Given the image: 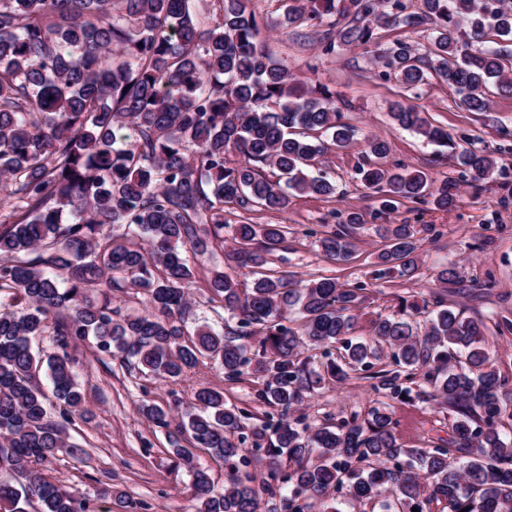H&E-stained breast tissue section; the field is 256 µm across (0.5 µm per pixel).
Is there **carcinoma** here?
<instances>
[{
  "instance_id": "obj_1",
  "label": "carcinoma",
  "mask_w": 512,
  "mask_h": 512,
  "mask_svg": "<svg viewBox=\"0 0 512 512\" xmlns=\"http://www.w3.org/2000/svg\"><path fill=\"white\" fill-rule=\"evenodd\" d=\"M250 0H0V512H79V494L46 477L58 453L83 460L66 428L84 406L75 360L77 342L128 370L176 381L208 358L237 382L259 381L256 398L269 411L245 432L252 413L202 388L195 403L171 416L155 404L142 412L168 431L175 467L192 475L196 512H343L347 500L380 512H512V379L490 362L485 325L446 303L442 294L423 333L410 318L419 306L401 300L378 317L373 335L349 337L352 311L365 285L331 276L305 284L273 267L288 243L286 224H239L227 260L249 281L216 266L206 281L230 316L218 331L188 330L195 270L189 256L224 241L230 208L281 212L290 197L336 196L315 172L319 158L353 137L325 86L304 85L260 40ZM288 23L350 17L338 32L349 44L375 43L377 30L434 25L426 58L397 42L381 59L410 89L435 72L470 112L489 108L488 90H512L501 51L476 49L485 39L512 38V0H283ZM397 125L451 149L474 180L493 173L489 155L460 149L412 106L396 103ZM361 182L383 194L381 207L431 199L454 208L457 182H436L420 170H359ZM361 225H322L318 247L344 262ZM376 278L411 279L419 239L409 224L385 228ZM142 289L150 310L121 315L112 292ZM53 330L60 352L37 359L31 341ZM262 333L248 356V341ZM339 344L341 360L323 369L303 349ZM375 393L390 401L417 397L448 407V447L405 448L388 404L368 417L354 413L315 427L291 412L324 376L341 381L375 363ZM47 366L51 395L36 381ZM252 448H244L247 438ZM204 450L224 464L219 489L195 462ZM264 461L269 482L256 484L247 452ZM99 496L120 512L138 504L106 486Z\"/></svg>"
}]
</instances>
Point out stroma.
Returning a JSON list of instances; mask_svg holds the SVG:
<instances>
[{
    "label": "stroma",
    "instance_id": "35a3bbf8",
    "mask_svg": "<svg viewBox=\"0 0 512 512\" xmlns=\"http://www.w3.org/2000/svg\"><path fill=\"white\" fill-rule=\"evenodd\" d=\"M259 13L260 37L269 52L288 64L308 83L326 85L343 103L344 122L354 129L351 143L330 150L320 167L337 189L336 197L324 200L309 195L291 197L282 212L231 211L229 223L284 224L290 234L288 248L280 252L278 270L307 280L331 275L340 281L365 283L363 301L355 312L351 336H371L379 316L397 310L400 299L429 303L442 289L438 271L456 264L457 283L449 285L447 299L466 316L484 321L512 320V93L499 90L490 96L488 111L464 108L455 90L437 76L426 85L410 89L393 71H385L380 56L395 42L405 41L427 54L432 29L424 23L412 27L384 28L377 44H337L334 52L324 50V25L308 22L285 24L275 0H254ZM402 101L423 112L428 120L444 128L461 147L476 149L496 159L498 173L475 182L456 167L447 148L428 142L415 131L394 123L393 102ZM385 138L390 146L382 166L418 169L431 179L453 178L460 185L457 206L447 212L422 201L404 200L395 211L381 207L382 196L366 188L357 173L369 156L366 141ZM356 212L362 224L353 235L354 257L346 263L325 259L318 252L312 229L322 224H339L347 213ZM385 224H411L420 240L419 271L410 280L372 277L377 255L383 246L380 228ZM434 232H427V225ZM232 239L214 245L211 254L196 260V279L190 290L195 303L194 321H208L222 327L214 304L208 301L206 278L214 265L223 263ZM75 353L80 360L77 381L86 396V412L75 418L67 433L88 452L86 460L60 455L44 465L45 473L65 488L97 497L100 488L112 486L131 500L145 502L148 512H195L191 476L186 469H174L168 454V437L142 412L146 403L166 405L173 401L193 403L203 387L224 391L227 399L263 414L257 402L258 385L253 378L231 384L206 358L178 381H161L139 373L128 374L119 358L101 364L88 344ZM366 372L350 373L341 382L325 380L306 395L295 413L306 423L318 425L356 413L366 416L381 397L372 390ZM391 412L397 423L399 443L408 448H429L448 439L450 423L446 409L417 398L393 402Z\"/></svg>",
    "mask_w": 512,
    "mask_h": 512
}]
</instances>
